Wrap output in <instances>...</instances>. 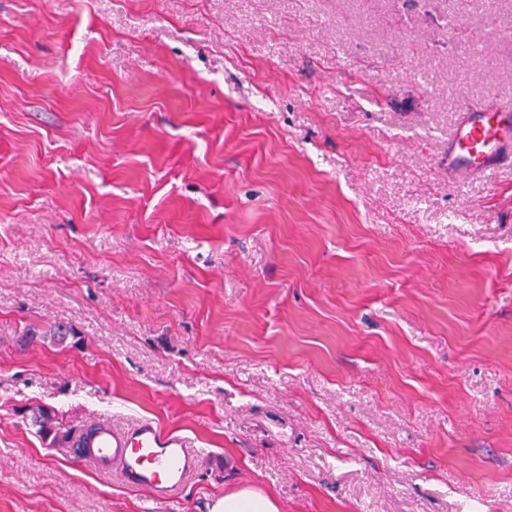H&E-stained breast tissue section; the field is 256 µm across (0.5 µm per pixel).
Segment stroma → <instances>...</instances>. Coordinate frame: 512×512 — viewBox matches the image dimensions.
I'll return each mask as SVG.
<instances>
[{
    "instance_id": "stroma-1",
    "label": "stroma",
    "mask_w": 512,
    "mask_h": 512,
    "mask_svg": "<svg viewBox=\"0 0 512 512\" xmlns=\"http://www.w3.org/2000/svg\"><path fill=\"white\" fill-rule=\"evenodd\" d=\"M512 0H0V512H169L42 438L190 437L178 512H512ZM71 327L65 343L28 327ZM466 113L448 140V172L461 181L512 164V108ZM31 423L33 426L39 427V433L47 439L52 435V443H60L64 441L72 431L60 432L56 423L55 416L51 411L43 408H38L33 411L31 416ZM208 510V512H281V506L268 494L250 488H241L216 499Z\"/></svg>"
}]
</instances>
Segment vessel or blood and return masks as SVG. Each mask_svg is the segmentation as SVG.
Masks as SVG:
<instances>
[{"label": "vessel or blood", "mask_w": 512, "mask_h": 512, "mask_svg": "<svg viewBox=\"0 0 512 512\" xmlns=\"http://www.w3.org/2000/svg\"><path fill=\"white\" fill-rule=\"evenodd\" d=\"M506 164H512V108L468 112L448 141L449 173L461 181ZM77 442L82 459L102 473L118 472L123 485L155 502H178L200 467L189 437L151 420L125 428L99 423L82 430Z\"/></svg>", "instance_id": "vessel-or-blood-1"}]
</instances>
